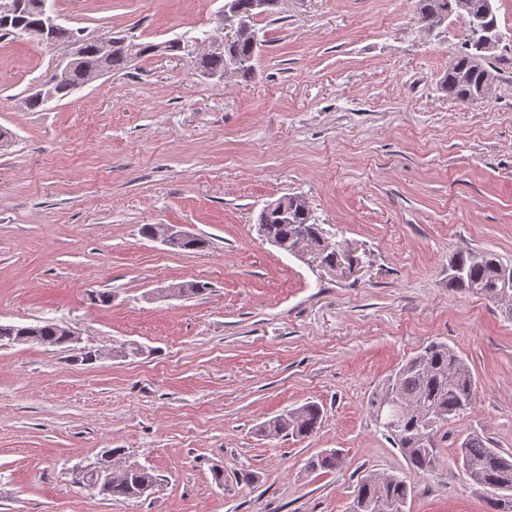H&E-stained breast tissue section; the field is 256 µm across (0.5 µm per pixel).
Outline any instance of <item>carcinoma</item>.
I'll use <instances>...</instances> for the list:
<instances>
[{"instance_id":"obj_1","label":"carcinoma","mask_w":512,"mask_h":512,"mask_svg":"<svg viewBox=\"0 0 512 512\" xmlns=\"http://www.w3.org/2000/svg\"><path fill=\"white\" fill-rule=\"evenodd\" d=\"M29 8L12 15V22L0 25V36L23 34L39 39L36 32L42 20V2L27 0ZM242 18L249 23L250 33L239 38L221 52L196 53L193 64L207 77L223 76L227 60L239 62L238 73L251 77L253 61L258 55L254 49L257 40V17L273 16L280 12L282 0H234ZM494 0H417V22L424 28L432 27L440 14L446 13L465 22L468 38L463 51L448 65L443 89L448 98L459 103H470L484 98L495 75L490 68L493 53L485 48L486 26H474L476 14L485 3ZM62 33L80 43L82 54L64 76L52 82L47 95L30 94L27 105L32 110L45 107L53 100H62L103 74L119 73L138 59L157 55L162 47L180 51V47H193L210 38L202 30L189 40L174 39L160 46L151 42L136 43L129 36H111L112 46L101 51L103 40L85 36L78 31L61 27ZM285 204L288 215L284 218L271 210L258 219L267 220L265 232L273 244L292 253L299 247L315 250L326 260L331 256L325 244L324 230L313 222L310 207L300 196ZM512 268L489 250H466L457 253L448 266V285L463 291L483 295L504 305L505 314L512 317V284L507 286L501 271ZM36 341L72 352V359L91 363L97 360V350L90 347L75 350L69 336L60 324L44 320L35 325L0 323V346ZM477 393V382L463 357L447 342L432 340L414 355L402 362L387 379L380 393L370 400L374 419L391 421L393 428H383L393 445L398 448L415 472L432 469L443 448L440 431L452 425L471 408ZM322 412L318 405L307 403L302 407L273 417L259 428L266 437L293 436L308 438L321 426ZM458 467L462 475L483 490L485 512H512V454L503 452L476 434L467 436L457 444ZM339 456L334 450H325L309 461L312 469H334ZM156 477L148 469L135 465L112 472V480L99 485L91 494L112 499H134L143 496L155 486ZM412 493L407 478L387 471H366L358 480L351 507L355 512H387L385 504H407Z\"/></svg>"}]
</instances>
